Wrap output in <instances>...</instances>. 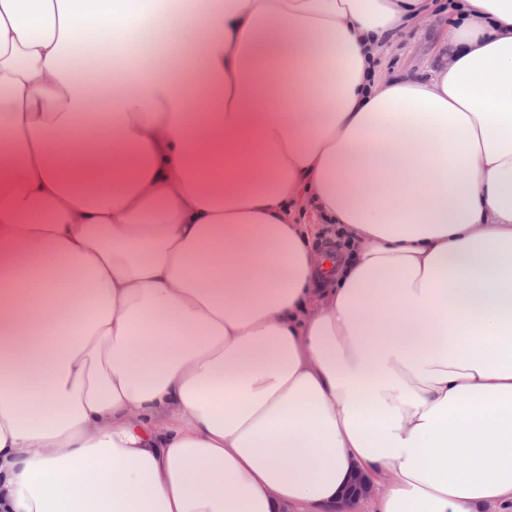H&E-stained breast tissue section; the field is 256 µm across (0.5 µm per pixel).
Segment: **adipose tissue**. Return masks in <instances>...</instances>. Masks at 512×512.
<instances>
[{
	"instance_id": "obj_1",
	"label": "adipose tissue",
	"mask_w": 512,
	"mask_h": 512,
	"mask_svg": "<svg viewBox=\"0 0 512 512\" xmlns=\"http://www.w3.org/2000/svg\"><path fill=\"white\" fill-rule=\"evenodd\" d=\"M509 503L512 0H0V512ZM446 23L447 19L431 18L407 29L395 43L383 51L379 61L383 72L414 76L429 69L440 48Z\"/></svg>"
}]
</instances>
